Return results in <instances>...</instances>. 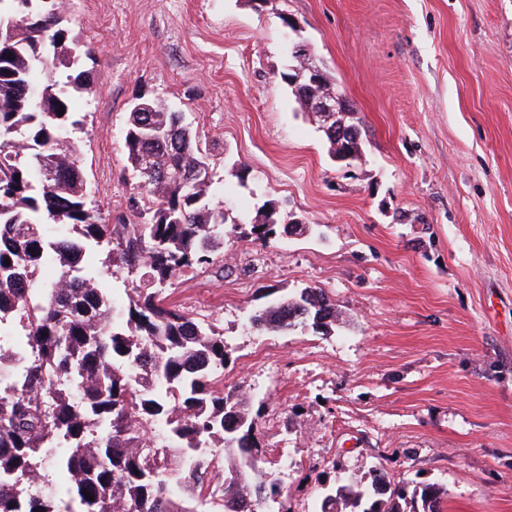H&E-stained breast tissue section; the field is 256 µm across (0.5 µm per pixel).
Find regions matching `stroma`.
Here are the masks:
<instances>
[{
	"label": "stroma",
	"mask_w": 512,
	"mask_h": 512,
	"mask_svg": "<svg viewBox=\"0 0 512 512\" xmlns=\"http://www.w3.org/2000/svg\"><path fill=\"white\" fill-rule=\"evenodd\" d=\"M96 96H74L93 205L139 217L124 146L136 98L184 113L235 236L168 299L224 336V389L257 414L279 487L447 490L444 512H512V0H66ZM299 32H292L290 22ZM307 43L349 98L362 161L329 157L281 80ZM278 202L304 229L253 241ZM322 289L330 332H256L251 314Z\"/></svg>",
	"instance_id": "35a3bbf8"
}]
</instances>
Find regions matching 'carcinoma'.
<instances>
[{
    "label": "carcinoma",
    "mask_w": 512,
    "mask_h": 512,
    "mask_svg": "<svg viewBox=\"0 0 512 512\" xmlns=\"http://www.w3.org/2000/svg\"><path fill=\"white\" fill-rule=\"evenodd\" d=\"M66 23L64 0H0V378L10 385L0 397V512H196L179 492L206 500L213 483L219 512H262L276 484L260 467L248 399L224 392V336L166 295L224 245L209 157L182 113L140 100L124 145L143 221L106 223L66 137L80 125L74 94L98 93L73 74L95 56L65 47ZM35 71L46 80L34 98ZM275 214L270 200L256 239L273 234ZM88 247L132 277L124 310L100 272L81 266ZM42 266L54 276L36 288ZM339 320L325 292L304 288L251 324L326 333ZM446 495L433 484L410 493L378 468L367 484L330 489L321 512H442Z\"/></svg>",
    "instance_id": "1"
}]
</instances>
